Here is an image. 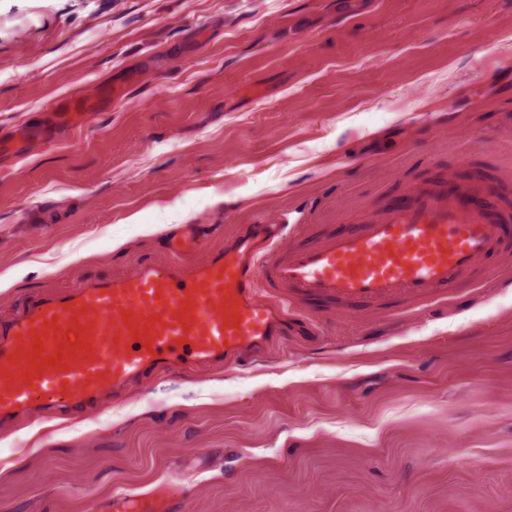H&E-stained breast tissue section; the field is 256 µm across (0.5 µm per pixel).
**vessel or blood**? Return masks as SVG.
I'll use <instances>...</instances> for the list:
<instances>
[{
	"label": "vessel or blood",
	"instance_id": "b4317fda",
	"mask_svg": "<svg viewBox=\"0 0 512 512\" xmlns=\"http://www.w3.org/2000/svg\"><path fill=\"white\" fill-rule=\"evenodd\" d=\"M97 109L80 96L57 104L53 126L84 124ZM31 122L22 140L1 135L0 156L48 143ZM512 214L455 186L413 194L408 205L324 242L290 251L291 228L256 224L198 259L203 238L187 224L168 240L172 259L32 299L0 322V419L96 399L175 363L234 361L284 339L310 302L344 306L430 299L504 252ZM164 501L122 494L106 512H167Z\"/></svg>",
	"mask_w": 512,
	"mask_h": 512
}]
</instances>
